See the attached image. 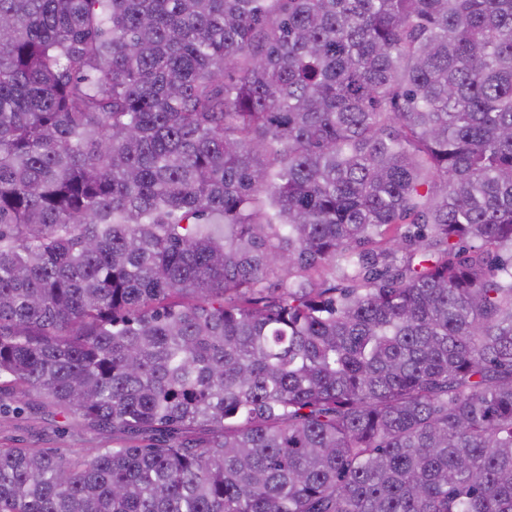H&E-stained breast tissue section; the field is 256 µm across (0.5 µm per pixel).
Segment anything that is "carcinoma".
Here are the masks:
<instances>
[{
	"instance_id": "carcinoma-1",
	"label": "carcinoma",
	"mask_w": 512,
	"mask_h": 512,
	"mask_svg": "<svg viewBox=\"0 0 512 512\" xmlns=\"http://www.w3.org/2000/svg\"><path fill=\"white\" fill-rule=\"evenodd\" d=\"M3 392L121 442L0 512H512V0H0Z\"/></svg>"
}]
</instances>
